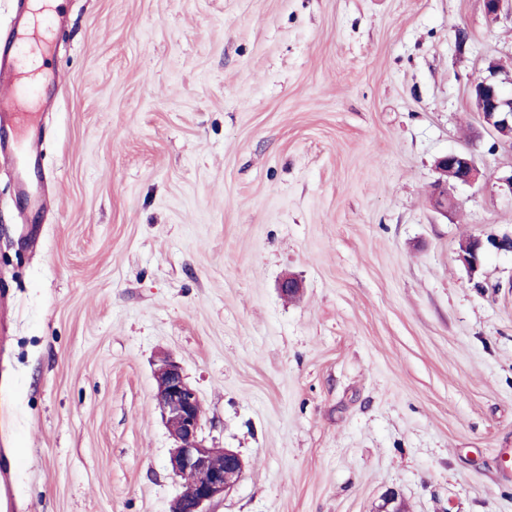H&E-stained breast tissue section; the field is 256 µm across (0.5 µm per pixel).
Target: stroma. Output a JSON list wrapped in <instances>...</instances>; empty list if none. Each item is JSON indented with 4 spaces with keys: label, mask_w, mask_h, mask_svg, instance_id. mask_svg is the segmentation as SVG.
I'll return each mask as SVG.
<instances>
[{
    "label": "stroma",
    "mask_w": 512,
    "mask_h": 512,
    "mask_svg": "<svg viewBox=\"0 0 512 512\" xmlns=\"http://www.w3.org/2000/svg\"><path fill=\"white\" fill-rule=\"evenodd\" d=\"M23 208L0 161L9 512H168L159 357L243 478L209 512H512V73L484 0H63ZM480 177L434 211L437 159ZM302 295L281 296L286 276ZM486 71L488 75L471 84L476 111L493 134L512 143V79L498 80L503 69L494 60L489 61ZM506 83L511 85L510 89ZM512 252V236L490 237L487 240L482 238H471L462 243L459 250L460 258L474 274L480 267L483 257L489 250Z\"/></svg>",
    "instance_id": "stroma-1"
}]
</instances>
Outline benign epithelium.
<instances>
[{"label":"benign epithelium","instance_id":"1","mask_svg":"<svg viewBox=\"0 0 512 512\" xmlns=\"http://www.w3.org/2000/svg\"><path fill=\"white\" fill-rule=\"evenodd\" d=\"M488 75L471 84L476 111L488 128L501 140L512 142V79H498L503 72L499 62L488 63ZM440 178L433 185L430 202L446 213L453 206L448 184L472 185L479 172L467 151L450 152L437 160ZM512 252V236L472 238L462 243L460 258L475 273L486 252ZM155 401L175 446L170 455L173 476L181 481L182 492L168 512H207L206 506L224 496L243 477L246 463L231 448H213L202 437L203 411L200 397L187 381L183 367L174 357H162L154 370ZM377 512H405L399 493L387 490Z\"/></svg>","mask_w":512,"mask_h":512}]
</instances>
